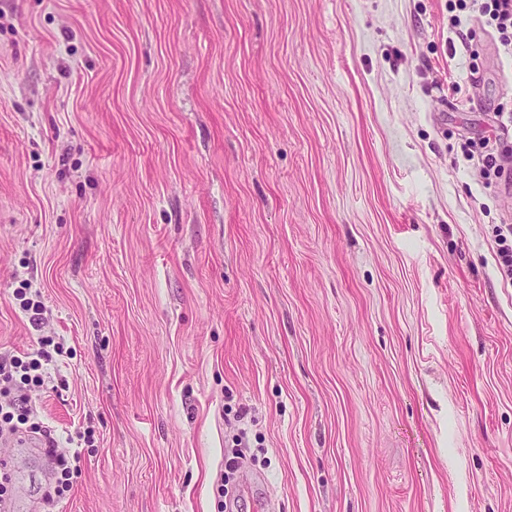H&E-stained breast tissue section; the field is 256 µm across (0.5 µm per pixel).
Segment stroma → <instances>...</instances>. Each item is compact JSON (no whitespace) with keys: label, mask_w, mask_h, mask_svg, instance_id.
I'll return each instance as SVG.
<instances>
[{"label":"stroma","mask_w":512,"mask_h":512,"mask_svg":"<svg viewBox=\"0 0 512 512\" xmlns=\"http://www.w3.org/2000/svg\"><path fill=\"white\" fill-rule=\"evenodd\" d=\"M448 0H0V355L91 433L18 512H512V58ZM30 283L35 325L16 298ZM244 418H237V410ZM500 118V119H499ZM508 124L503 121V114H498V131L502 135H507L511 130L512 118L508 116ZM510 126V128H509ZM501 134L493 137H482L479 142L466 141L464 152L470 161L476 165L479 170L488 177L499 179L505 171V156L499 151L497 139L500 141ZM496 233V267L502 281L512 285V224L498 225Z\"/></svg>","instance_id":"1"}]
</instances>
